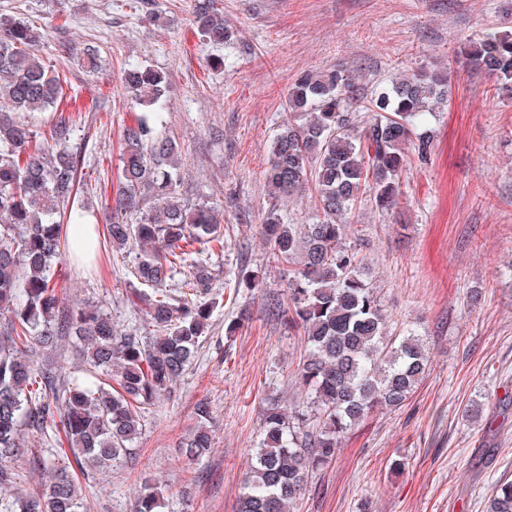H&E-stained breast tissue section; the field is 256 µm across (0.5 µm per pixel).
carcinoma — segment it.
<instances>
[{
  "label": "carcinoma",
  "instance_id": "1",
  "mask_svg": "<svg viewBox=\"0 0 512 512\" xmlns=\"http://www.w3.org/2000/svg\"><path fill=\"white\" fill-rule=\"evenodd\" d=\"M203 39L228 38L224 16L210 0H196ZM41 39L29 23L0 16V512H87L82 486L132 458L144 413L191 364L215 302L206 260L224 250V212L210 202L187 207L179 199L182 148L163 131L166 79L132 65L122 80L139 109L123 128L119 179L106 199L111 222L97 244L134 255L140 287L130 304L149 334L122 332L108 314L65 301L57 267L70 251L61 212L75 204L84 181L70 144L76 125L61 108L63 81L36 54ZM469 65L512 86V32L473 41ZM447 75L427 70L401 75L372 93L368 118L353 111L351 79L337 71H305L288 90V124L273 137L265 168L269 209L264 219L270 258L293 267L284 310L288 332L304 337L297 381L310 401L286 407L273 399L252 449L237 512H296L309 473L330 463L346 434L377 409L401 406L428 368L426 345L413 332L388 328L380 290L351 240L348 215L365 188L377 207L394 208L403 171L424 161L430 136L418 119L448 100ZM57 112L49 133L32 128V113ZM311 195L319 218L291 224L281 202ZM136 213V222L127 216ZM183 271L185 290L166 288ZM234 287H263L258 271ZM76 339L86 380L62 376L44 351ZM185 454L211 450L209 406L197 408ZM66 439L67 448L57 447ZM28 457L40 480L19 488L13 467ZM161 496L144 489L135 512H160ZM491 512H512V481L495 487Z\"/></svg>",
  "mask_w": 512,
  "mask_h": 512
}]
</instances>
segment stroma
I'll return each instance as SVG.
<instances>
[{"instance_id":"obj_1","label":"stroma","mask_w":512,"mask_h":512,"mask_svg":"<svg viewBox=\"0 0 512 512\" xmlns=\"http://www.w3.org/2000/svg\"><path fill=\"white\" fill-rule=\"evenodd\" d=\"M195 0H0V15L40 26L42 60L66 75L83 148V201L96 224L109 213L119 142L133 113L121 81L137 62L167 80L166 131L183 148L185 205L224 206V251L208 262L218 306L196 357L145 413L134 458L113 466L87 495L88 512H131L145 480L163 512H236L249 450L269 398L303 400L294 370L304 353L267 306L286 293L288 269L269 261L261 224L272 138L288 119L294 79L336 70L355 82L358 105L402 72L448 74V104L426 125L428 163L402 175L397 207L381 213L363 195L353 213L369 278L388 320L424 336L429 368L401 408L352 429L335 459L314 471L296 512H487L495 484L512 480V94L472 70L463 48L487 31H512V0H214L232 33L202 40ZM97 49L100 68L83 66ZM220 57L222 69H210ZM120 253L64 260L67 300L101 308L118 329H145L129 298L137 282ZM261 269L262 291L233 293L239 271ZM245 323L225 334L236 318ZM214 420L211 452H178L196 407ZM484 407L480 420L467 406ZM403 461L401 473L391 471Z\"/></svg>"}]
</instances>
